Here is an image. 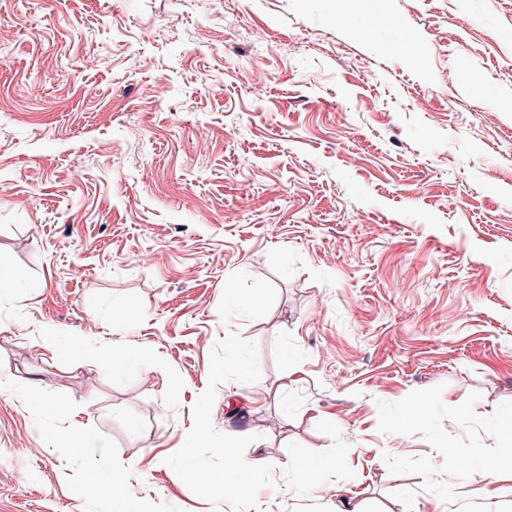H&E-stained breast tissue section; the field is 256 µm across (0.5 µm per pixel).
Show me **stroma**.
Masks as SVG:
<instances>
[{
	"mask_svg": "<svg viewBox=\"0 0 512 512\" xmlns=\"http://www.w3.org/2000/svg\"><path fill=\"white\" fill-rule=\"evenodd\" d=\"M369 9L0 0V512H512V0Z\"/></svg>",
	"mask_w": 512,
	"mask_h": 512,
	"instance_id": "35a3bbf8",
	"label": "stroma"
}]
</instances>
